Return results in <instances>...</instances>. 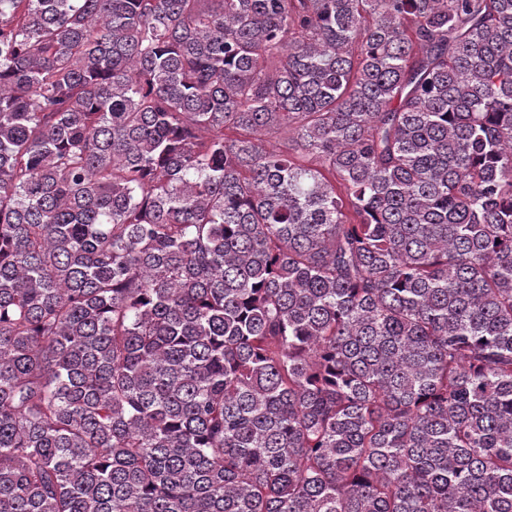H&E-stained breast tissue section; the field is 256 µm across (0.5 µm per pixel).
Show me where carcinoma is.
Returning a JSON list of instances; mask_svg holds the SVG:
<instances>
[{
	"label": "carcinoma",
	"instance_id": "obj_1",
	"mask_svg": "<svg viewBox=\"0 0 512 512\" xmlns=\"http://www.w3.org/2000/svg\"><path fill=\"white\" fill-rule=\"evenodd\" d=\"M0 512H512V0H0Z\"/></svg>",
	"mask_w": 512,
	"mask_h": 512
}]
</instances>
